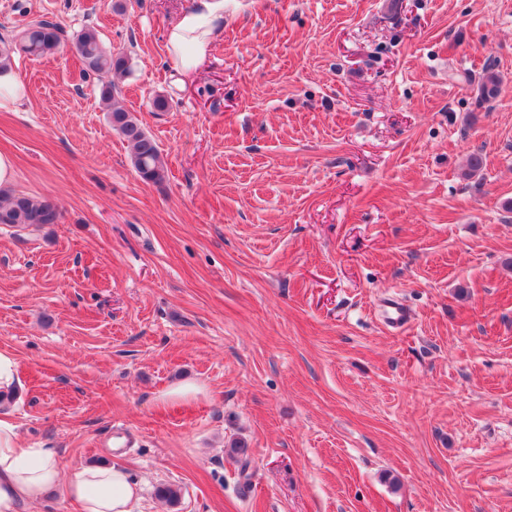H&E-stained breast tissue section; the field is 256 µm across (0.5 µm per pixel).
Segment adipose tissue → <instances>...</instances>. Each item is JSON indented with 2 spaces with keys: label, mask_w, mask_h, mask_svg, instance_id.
I'll list each match as a JSON object with an SVG mask.
<instances>
[{
  "label": "adipose tissue",
  "mask_w": 512,
  "mask_h": 512,
  "mask_svg": "<svg viewBox=\"0 0 512 512\" xmlns=\"http://www.w3.org/2000/svg\"><path fill=\"white\" fill-rule=\"evenodd\" d=\"M223 18L224 0H202L169 24L166 55L181 77L193 76L206 59ZM140 491L116 464L82 466L63 475L54 452L23 442L12 413L0 411V512H21L54 492L76 502L80 512H138Z\"/></svg>",
  "instance_id": "adipose-tissue-1"
}]
</instances>
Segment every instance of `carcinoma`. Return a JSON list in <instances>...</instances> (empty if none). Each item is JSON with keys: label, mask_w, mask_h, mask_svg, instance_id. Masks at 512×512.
I'll use <instances>...</instances> for the list:
<instances>
[{"label": "carcinoma", "mask_w": 512, "mask_h": 512, "mask_svg": "<svg viewBox=\"0 0 512 512\" xmlns=\"http://www.w3.org/2000/svg\"><path fill=\"white\" fill-rule=\"evenodd\" d=\"M61 41L62 33L56 24L41 20L31 23L20 32L18 47L28 55L44 56L55 53ZM72 43L84 73L96 76L101 83V98L107 105L110 123L127 141L135 170L147 182L163 181L165 166L157 143L144 130L137 117L115 100L114 92L129 73L127 57L106 50L97 30L92 27L74 33ZM499 86L497 74L488 73L480 85L481 96L486 100L496 97ZM60 219L61 212L49 197L36 198L23 193L0 192V224H57Z\"/></svg>", "instance_id": "1"}]
</instances>
